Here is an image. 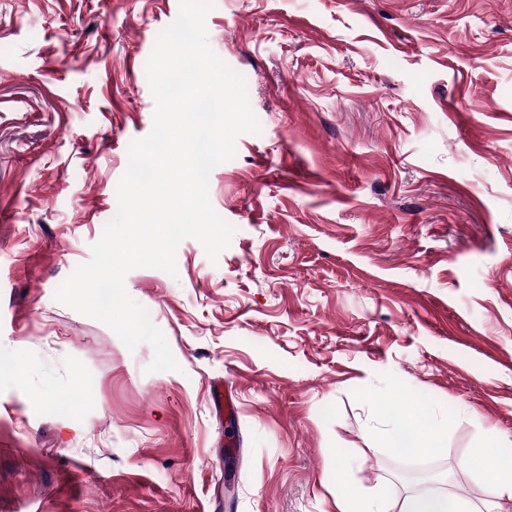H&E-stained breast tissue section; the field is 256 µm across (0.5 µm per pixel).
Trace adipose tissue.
<instances>
[{
    "mask_svg": "<svg viewBox=\"0 0 512 512\" xmlns=\"http://www.w3.org/2000/svg\"><path fill=\"white\" fill-rule=\"evenodd\" d=\"M384 439L391 450L400 457L433 453L444 446V434L448 427L447 416L423 417L416 404H408L401 411L386 413ZM495 437H487L479 450L478 458L463 459L461 470H473L478 461L494 462L498 477L488 488L494 506L503 501L512 502V458L496 457ZM334 512H476L471 503L459 501L434 491H422L392 501L390 496L374 488H366L346 497H336Z\"/></svg>",
    "mask_w": 512,
    "mask_h": 512,
    "instance_id": "1",
    "label": "adipose tissue"
}]
</instances>
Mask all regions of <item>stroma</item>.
I'll return each mask as SVG.
<instances>
[{
  "mask_svg": "<svg viewBox=\"0 0 512 512\" xmlns=\"http://www.w3.org/2000/svg\"><path fill=\"white\" fill-rule=\"evenodd\" d=\"M178 13L0 0V512H330L360 485L489 512L492 464L457 462L512 455V0H214L261 131L210 173L217 261L188 238L176 275L125 277L179 365L151 373L54 295L117 211ZM408 399L449 414L440 452L387 448L377 410Z\"/></svg>",
  "mask_w": 512,
  "mask_h": 512,
  "instance_id": "35a3bbf8",
  "label": "stroma"
}]
</instances>
